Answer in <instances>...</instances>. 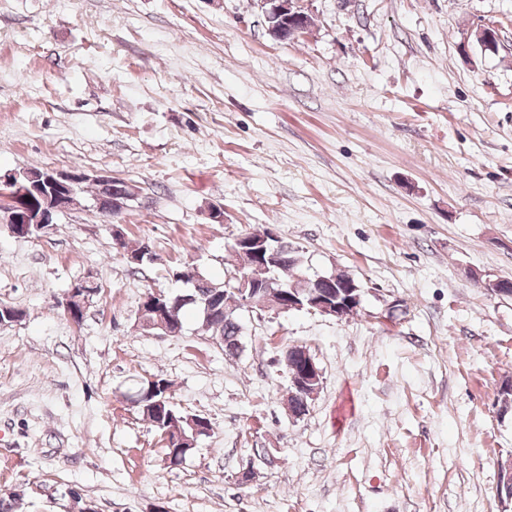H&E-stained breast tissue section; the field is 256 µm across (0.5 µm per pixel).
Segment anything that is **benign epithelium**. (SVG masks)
I'll use <instances>...</instances> for the list:
<instances>
[{
    "instance_id": "benign-epithelium-1",
    "label": "benign epithelium",
    "mask_w": 512,
    "mask_h": 512,
    "mask_svg": "<svg viewBox=\"0 0 512 512\" xmlns=\"http://www.w3.org/2000/svg\"><path fill=\"white\" fill-rule=\"evenodd\" d=\"M265 19H280L277 24L267 28L268 34L277 41L286 42L293 40L300 35H306L310 31L308 22V9L305 7L307 0H256ZM474 37L477 43L485 51L493 52L498 46V30L493 25H482L476 28ZM25 177L28 184L22 186L19 183L20 177ZM93 181L105 189L112 184V177L108 175L90 176L85 172L57 171L44 169L42 173H30L23 170L20 173H10L0 176V184L5 187H15V190L8 194V204L0 205V222L7 225L10 231L21 237L29 236V227L42 231L52 224V212L47 210H27L26 198L31 194L41 193L42 183H47L55 191H71L72 186L86 181ZM136 196V189L129 185L122 191H112V194H102L97 197V205L104 214L115 215L120 213L127 206V202ZM252 250V255L261 262L268 265L280 267L293 261L292 252L284 246L278 236L267 230L263 239L257 243L246 236H240L235 240V246L230 248L225 261L230 263L234 269L231 277L235 280L234 291L245 296L252 292V278L241 273V255L244 251ZM336 275L319 276L314 281V289L305 298L295 293H290L273 282H268L265 288V308L277 313L300 311L303 309L316 310L323 315L334 317L338 320L354 315L362 304V289L357 286L353 278L349 277L341 285V290L332 295L326 289L334 287ZM95 295L91 288V282L79 280L72 284L64 303V311L72 322H77L85 313L86 307ZM162 295L160 291H153L143 296L138 310L136 324L141 330L158 329L166 335H180L179 328L174 326L171 318H157L156 322H147L144 319V312L149 302ZM299 360L303 366V372L294 387L300 393L301 405L297 408H288L289 414L299 418L308 410L309 404L306 396H315L320 389L319 378L322 376L320 368L316 366L315 359L309 349L304 345L292 344L284 351L282 361L285 367H292V361Z\"/></svg>"
}]
</instances>
